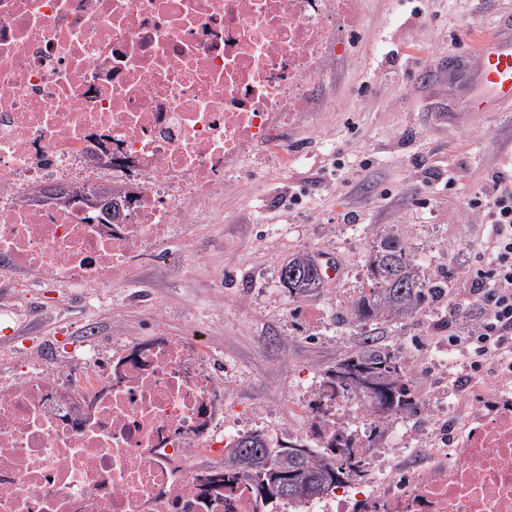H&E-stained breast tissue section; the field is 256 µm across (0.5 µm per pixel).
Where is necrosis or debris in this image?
Wrapping results in <instances>:
<instances>
[{"mask_svg":"<svg viewBox=\"0 0 512 512\" xmlns=\"http://www.w3.org/2000/svg\"><path fill=\"white\" fill-rule=\"evenodd\" d=\"M362 0H0V278L109 288L173 225L221 203L240 161L313 116L340 23ZM131 191L122 224L79 202ZM81 374L0 386V512H262L249 481L199 468L249 429L198 340L147 336ZM397 432L354 495L306 512H512V376ZM490 398L491 411L478 401Z\"/></svg>","mask_w":512,"mask_h":512,"instance_id":"obj_1","label":"necrosis or debris"}]
</instances>
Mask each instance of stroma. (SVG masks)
I'll use <instances>...</instances> for the list:
<instances>
[{"label":"stroma","instance_id":"35a3bbf8","mask_svg":"<svg viewBox=\"0 0 512 512\" xmlns=\"http://www.w3.org/2000/svg\"><path fill=\"white\" fill-rule=\"evenodd\" d=\"M364 10L363 27L344 36L350 51L318 91L316 124L284 134L291 163L258 149L241 166L240 190L174 225L160 257L139 258L130 283L94 300L66 285L45 295L24 272L0 284V304L22 311L14 335L0 337V385L48 365L70 370V343L88 336L107 357L132 338L205 328L209 370L235 383L227 416L260 411L258 430L285 442L312 437L321 383L369 333L406 359L423 399L407 428L424 430L433 404L465 398L470 380L497 379L494 360L473 370L450 340L470 335L480 317L478 305L455 307L485 266L489 228L469 201L488 173L512 162V108L464 114L448 58L511 17L512 0H364ZM292 185L311 200L289 213L280 197ZM355 207L365 223H340ZM386 233L401 239L422 278L447 280L438 314L371 327L352 320L368 289L367 256ZM299 252L337 269L307 300L278 284L280 266Z\"/></svg>","mask_w":512,"mask_h":512}]
</instances>
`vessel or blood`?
I'll return each instance as SVG.
<instances>
[{"instance_id":"vessel-or-blood-1","label":"vessel or blood","mask_w":512,"mask_h":512,"mask_svg":"<svg viewBox=\"0 0 512 512\" xmlns=\"http://www.w3.org/2000/svg\"><path fill=\"white\" fill-rule=\"evenodd\" d=\"M472 67L466 77V107L482 115L512 106V34L480 36L468 55Z\"/></svg>"}]
</instances>
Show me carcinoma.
Returning <instances> with one entry per match:
<instances>
[{
  "label": "carcinoma",
  "instance_id": "obj_1",
  "mask_svg": "<svg viewBox=\"0 0 512 512\" xmlns=\"http://www.w3.org/2000/svg\"><path fill=\"white\" fill-rule=\"evenodd\" d=\"M366 268L368 292L354 307L360 322L409 320L448 287L443 281L422 282L400 239L391 234L377 240ZM278 283L289 297L305 299L321 288L322 276L312 255L300 252L280 267ZM363 345L358 355L340 361L328 374L315 412H320L325 402L341 398L359 401L378 419L413 417L420 402L401 360L379 349L372 336L364 337ZM317 435L319 443L308 439L283 443L254 432L229 450L228 459L249 478L265 512H279L284 501L293 507L306 503L366 474L362 450L346 436L335 431Z\"/></svg>",
  "mask_w": 512,
  "mask_h": 512
}]
</instances>
